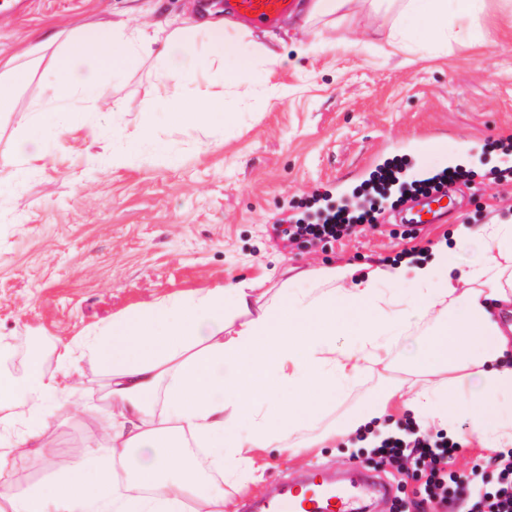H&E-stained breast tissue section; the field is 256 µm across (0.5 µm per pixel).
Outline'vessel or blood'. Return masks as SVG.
<instances>
[{
    "label": "vessel or blood",
    "mask_w": 512,
    "mask_h": 512,
    "mask_svg": "<svg viewBox=\"0 0 512 512\" xmlns=\"http://www.w3.org/2000/svg\"><path fill=\"white\" fill-rule=\"evenodd\" d=\"M294 5L295 0H226L224 14L245 20L258 30L270 29ZM383 492V486L373 481L347 486L312 472L283 485L274 496L254 502L250 512H364L367 501Z\"/></svg>",
    "instance_id": "vessel-or-blood-1"
}]
</instances>
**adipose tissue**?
I'll return each mask as SVG.
<instances>
[{
  "mask_svg": "<svg viewBox=\"0 0 512 512\" xmlns=\"http://www.w3.org/2000/svg\"><path fill=\"white\" fill-rule=\"evenodd\" d=\"M353 3L300 0L296 15L303 37L289 46L253 41L245 23L216 16L207 6L189 24L131 29L123 21L87 23L0 55V103L43 58L51 60L46 91L28 109L32 131L17 144L0 194L24 179L27 163L42 159L46 138L85 124L83 105L99 96L87 65L114 73L134 59L157 57L160 87L180 104L173 122L222 125L231 118L224 96L244 76L272 72L291 55L301 59L324 51L325 30L346 20ZM370 3L377 10L395 9L393 24L372 32L392 47L415 29L426 47L455 32L473 44L481 37L475 26L481 0ZM202 57L210 63L204 71L198 68ZM476 237L486 259L459 268L457 247ZM451 238L432 245L430 259L415 265L391 258L289 277L269 303L261 300L259 282L240 281L114 319L87 343L112 369L110 395L119 411L106 445L65 467L60 491L10 497L11 512H87L93 503L112 512H175L185 497L210 512H232L223 488L200 475L194 448L211 449L225 473L245 488L267 468L266 449L279 445L296 455L382 418L401 381L338 425L312 432L364 370L387 361L407 327L409 306L443 317L444 324L416 367L407 408L450 428L467 420L486 447L512 450V221L459 224ZM301 279L308 280L307 288L298 287ZM407 282L412 288L406 292ZM343 333L353 336L350 346L336 345ZM423 376L433 377V384H420ZM469 384L477 385V396L466 395ZM134 448L151 452L135 468L129 458ZM92 467L102 481L91 492L85 475ZM128 467L135 470L139 494L112 480L116 470Z\"/></svg>",
  "mask_w": 512,
  "mask_h": 512,
  "instance_id": "adipose-tissue-1",
  "label": "adipose tissue"
}]
</instances>
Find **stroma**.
<instances>
[{"label": "stroma", "instance_id": "obj_1", "mask_svg": "<svg viewBox=\"0 0 512 512\" xmlns=\"http://www.w3.org/2000/svg\"><path fill=\"white\" fill-rule=\"evenodd\" d=\"M506 0H485L482 43L450 42L443 51L406 52L370 45L381 16L355 10V42L330 45L318 55L288 60L267 74L272 97H228L237 113L226 127L173 126L160 100L156 63L147 58L122 73L100 77L101 98L86 126L45 142V158L24 180L0 194V342L23 372L40 368L83 381L71 402L44 405L38 419L14 406L0 424V451L24 444L0 467V492L58 490L51 461L61 452L84 459L97 429L112 419L106 393L111 370L85 355L87 336L113 319L154 302L203 293L229 282L258 280L266 298L281 288L290 267L315 270L346 261L370 263L399 255L418 259L450 225L480 226L512 218V37L504 36ZM190 0H0V54L42 38L46 22L69 31L91 21L163 23L190 14ZM44 68L33 70L10 109L0 112V160L13 157L24 134V111L44 91ZM160 112L142 154L113 166L119 146L113 128L134 134L141 112ZM168 143L174 163L154 156ZM431 146L433 169L463 172L451 185L455 205L440 219L403 232L399 213L410 198L397 187L367 182L387 161L415 168ZM374 205L373 224L325 245L287 244L272 227L316 223L329 208L357 211ZM406 333L391 349L388 367L366 370L329 410L334 421L406 377L437 329L434 318L411 309ZM46 350L30 359L31 341ZM72 354L60 360V344ZM450 464L460 478L479 467L498 476L497 451L480 447L470 427ZM272 465L261 491L222 480L227 497L243 503L270 496L312 469L342 476L359 470L379 476L387 497L370 512H393L395 500L419 487L407 471L367 462L356 438L339 439L288 457L267 449Z\"/></svg>", "mask_w": 512, "mask_h": 512}]
</instances>
